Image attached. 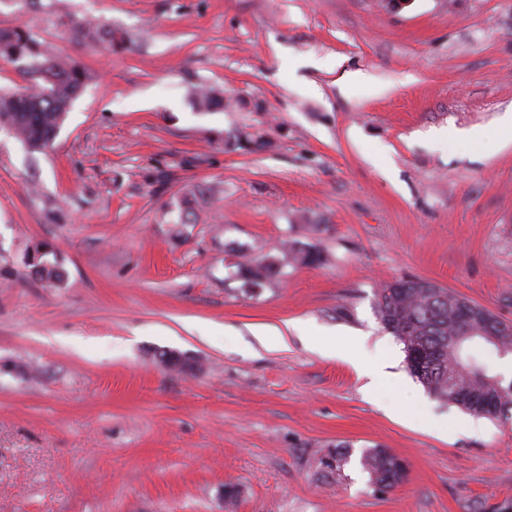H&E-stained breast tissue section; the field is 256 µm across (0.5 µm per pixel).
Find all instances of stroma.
<instances>
[{"label": "stroma", "instance_id": "stroma-1", "mask_svg": "<svg viewBox=\"0 0 512 512\" xmlns=\"http://www.w3.org/2000/svg\"><path fill=\"white\" fill-rule=\"evenodd\" d=\"M63 11L113 43L64 36ZM18 23L88 79L51 149L0 132V512L512 501V421L444 431L462 410L410 375L376 308L412 276L512 322V145L493 138L512 0H0V26ZM201 83L225 109L196 108ZM36 249L60 283L27 266ZM246 258L277 272L251 287ZM282 324L287 349L266 348L257 328ZM372 362L402 386L369 396ZM375 447L403 483L371 484ZM361 465L369 474L370 482L379 488H392L407 476L401 459L385 448H369L361 457Z\"/></svg>", "mask_w": 512, "mask_h": 512}]
</instances>
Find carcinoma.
I'll return each instance as SVG.
<instances>
[{
  "label": "carcinoma",
  "instance_id": "cac0c4a2",
  "mask_svg": "<svg viewBox=\"0 0 512 512\" xmlns=\"http://www.w3.org/2000/svg\"><path fill=\"white\" fill-rule=\"evenodd\" d=\"M57 28L80 43L112 42V28L100 22L79 21L65 14L56 18ZM0 58L20 64L27 82L21 91L0 89V130L18 140L30 152L53 145L72 102L87 80L76 60L53 54L46 41L24 24L0 27ZM204 111L224 108V95L212 88L196 92ZM293 259L319 265L320 252L288 246ZM245 283L258 286L276 272L273 261L237 263ZM36 275L49 285L61 281L64 271L39 260ZM377 311L384 328L403 344L409 373L434 398L474 416L512 419V383L498 377L476 359L471 350L483 345L502 356L512 354V323L468 298L418 277H400L379 289ZM361 465L370 482L392 488L404 481L401 459L384 448H369Z\"/></svg>",
  "mask_w": 512,
  "mask_h": 512
}]
</instances>
